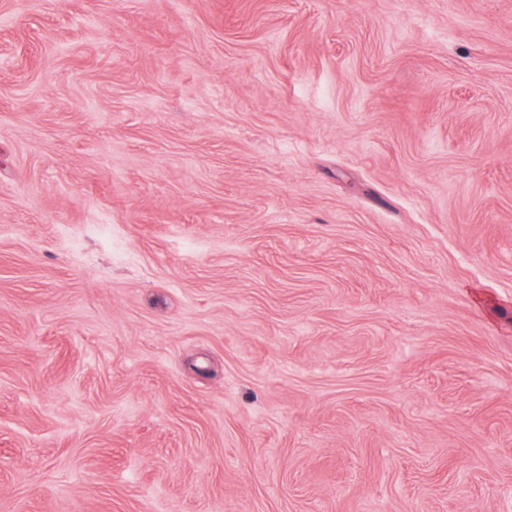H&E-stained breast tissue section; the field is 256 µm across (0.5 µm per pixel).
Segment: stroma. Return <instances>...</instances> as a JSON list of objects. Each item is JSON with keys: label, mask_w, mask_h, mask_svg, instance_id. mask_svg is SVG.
<instances>
[{"label": "stroma", "mask_w": 512, "mask_h": 512, "mask_svg": "<svg viewBox=\"0 0 512 512\" xmlns=\"http://www.w3.org/2000/svg\"><path fill=\"white\" fill-rule=\"evenodd\" d=\"M0 512H512V0H0Z\"/></svg>", "instance_id": "35a3bbf8"}]
</instances>
